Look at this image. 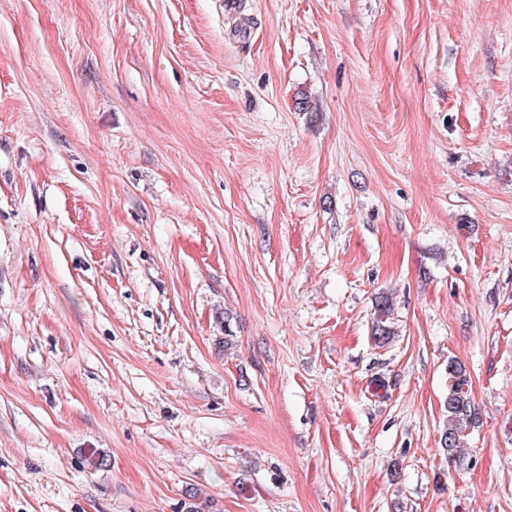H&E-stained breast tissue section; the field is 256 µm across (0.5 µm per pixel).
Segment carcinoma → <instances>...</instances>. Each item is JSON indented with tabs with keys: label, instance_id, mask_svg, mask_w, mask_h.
Wrapping results in <instances>:
<instances>
[{
	"label": "carcinoma",
	"instance_id": "cac0c4a2",
	"mask_svg": "<svg viewBox=\"0 0 512 512\" xmlns=\"http://www.w3.org/2000/svg\"><path fill=\"white\" fill-rule=\"evenodd\" d=\"M393 296L383 293L377 297L371 336L379 346L387 345L396 335L392 322ZM469 380L461 364L448 362L447 426L440 439L441 451L448 459L455 458L463 447L464 433L479 422L478 412L468 391Z\"/></svg>",
	"mask_w": 512,
	"mask_h": 512
}]
</instances>
